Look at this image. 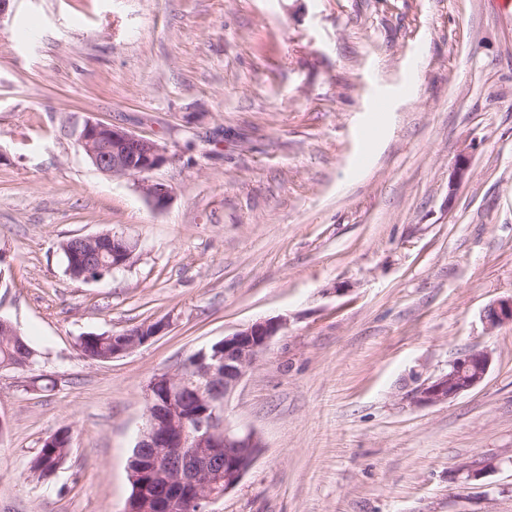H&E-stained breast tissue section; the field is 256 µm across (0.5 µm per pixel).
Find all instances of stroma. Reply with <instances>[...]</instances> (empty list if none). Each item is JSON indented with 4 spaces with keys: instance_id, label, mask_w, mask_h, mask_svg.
I'll list each match as a JSON object with an SVG mask.
<instances>
[{
    "instance_id": "obj_1",
    "label": "stroma",
    "mask_w": 512,
    "mask_h": 512,
    "mask_svg": "<svg viewBox=\"0 0 512 512\" xmlns=\"http://www.w3.org/2000/svg\"><path fill=\"white\" fill-rule=\"evenodd\" d=\"M87 121L166 148L164 209L78 150ZM106 231L128 267L71 278L61 243ZM0 251L36 353L0 369V512H124L150 379L277 317L226 407L263 446L216 512H512V325L483 320L512 296V0H10ZM472 349L480 385L418 402ZM165 326V323L162 322L148 333L146 327L115 335L85 333L78 337V347L87 357L105 361L104 358L112 354V359H114L159 335ZM50 437L41 444L28 463L30 474L37 479L45 478L61 462L64 465L65 457L71 448V437L67 430L59 431L58 435L48 441Z\"/></svg>"
}]
</instances>
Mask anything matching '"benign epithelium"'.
I'll use <instances>...</instances> for the list:
<instances>
[{
  "label": "benign epithelium",
  "instance_id": "benign-epithelium-1",
  "mask_svg": "<svg viewBox=\"0 0 512 512\" xmlns=\"http://www.w3.org/2000/svg\"><path fill=\"white\" fill-rule=\"evenodd\" d=\"M77 148L101 172L114 177L145 176L168 161L158 142L123 128L87 121L77 132ZM146 199L164 208L172 190L164 183L146 179L141 183ZM134 247L125 238H112V261L91 263L75 278L100 279L127 266ZM489 329L512 324V297L489 305L483 314ZM282 327V319L257 321L227 335L214 345L195 353V365L184 371L154 375L145 389L146 424L137 447L152 448V456L130 459L129 480L145 499L144 512H169L177 499H158L147 494L145 478L165 480L180 492L191 495L188 506L195 512H212L210 506L234 489L252 467L262 447L252 432H235L225 420L226 402L246 374L265 354ZM165 324L148 331L140 328L112 336V357L121 356L159 335ZM491 355L470 350L457 357L448 372L427 383L420 391L424 403L446 402L478 386L488 373ZM164 387L162 399L154 391ZM191 391L208 405L195 412L183 407L181 395Z\"/></svg>",
  "mask_w": 512,
  "mask_h": 512
}]
</instances>
